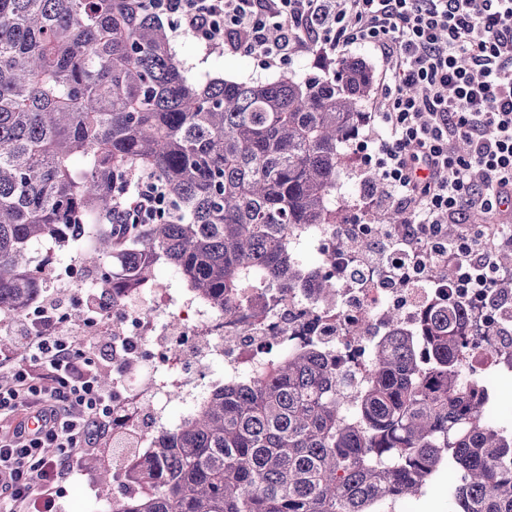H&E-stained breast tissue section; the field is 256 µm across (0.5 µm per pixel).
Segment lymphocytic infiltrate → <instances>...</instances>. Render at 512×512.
Returning <instances> with one entry per match:
<instances>
[{
	"label": "lymphocytic infiltrate",
	"instance_id": "lymphocytic-infiltrate-1",
	"mask_svg": "<svg viewBox=\"0 0 512 512\" xmlns=\"http://www.w3.org/2000/svg\"><path fill=\"white\" fill-rule=\"evenodd\" d=\"M173 36L243 52L267 68L319 46L325 61L370 45L390 68L378 110L390 130L364 171L370 207L406 213L420 246L445 224L461 285L494 288L483 227L512 245V0H157ZM467 151H459V143ZM24 358L0 349V512H57L79 460L112 441L100 378L124 338L77 336L53 299L11 321Z\"/></svg>",
	"mask_w": 512,
	"mask_h": 512
}]
</instances>
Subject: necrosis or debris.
<instances>
[{"mask_svg":"<svg viewBox=\"0 0 512 512\" xmlns=\"http://www.w3.org/2000/svg\"><path fill=\"white\" fill-rule=\"evenodd\" d=\"M336 221L308 228L293 227L290 242L310 241L315 257L309 266L335 279L336 297L320 302L306 290L289 292L270 287L253 293L262 313L249 306L227 315L195 298L189 290L171 294L166 283L139 288L114 306L101 308L99 324L80 328V335L105 336L113 331L133 338L137 348L128 361L112 367V392L120 398L112 415V471L122 475L125 459L144 456L156 434L175 428L166 406L180 401L186 414H194L214 386L209 374L214 364L224 367L225 381L255 379L308 345H316L335 365L339 381L336 395L346 411L370 377L372 353L386 340L389 317L408 333L416 332L423 313L451 302L465 305L469 334L459 354L461 386L477 382L490 386L512 373V269L501 268L499 288H454L436 276L452 267L448 256L424 252L405 237L400 224L382 223L380 215L364 213L362 206L336 201ZM371 242L359 250V240ZM401 257L412 274L403 280L381 259L382 253ZM150 368L151 384L133 386L138 369ZM150 401L145 421L131 423V402Z\"/></svg>","mask_w":512,"mask_h":512,"instance_id":"4bbe7bcc","label":"necrosis or debris"}]
</instances>
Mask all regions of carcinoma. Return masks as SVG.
Instances as JSON below:
<instances>
[{
    "instance_id": "cac0c4a2",
    "label": "carcinoma",
    "mask_w": 512,
    "mask_h": 512,
    "mask_svg": "<svg viewBox=\"0 0 512 512\" xmlns=\"http://www.w3.org/2000/svg\"><path fill=\"white\" fill-rule=\"evenodd\" d=\"M373 77L361 57L264 83L188 79L150 0H0V315L42 296L32 246L104 268L115 304L173 269L234 313L248 288L336 283L288 246L298 224H332L343 146L365 120ZM160 195L138 224L112 223L130 177ZM368 384L346 416L336 369L313 347L264 377L224 383L125 467L147 495L107 494V512H387L446 468L448 512H512V434L486 394L459 386L468 335L459 306L429 309L414 339L390 320Z\"/></svg>"
}]
</instances>
